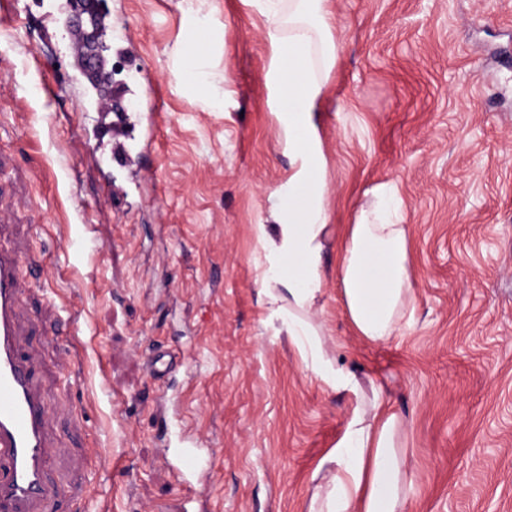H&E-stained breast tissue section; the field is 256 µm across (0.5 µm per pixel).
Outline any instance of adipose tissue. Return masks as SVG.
<instances>
[{"label":"adipose tissue","instance_id":"ef3b65f1","mask_svg":"<svg viewBox=\"0 0 512 512\" xmlns=\"http://www.w3.org/2000/svg\"><path fill=\"white\" fill-rule=\"evenodd\" d=\"M253 2L274 49L276 107L284 148L294 159L287 196L270 223L258 227L266 257L260 291L312 375L355 399L342 437L319 463L325 475L309 512H407L412 474L403 422L380 385L362 386L339 367L340 344L319 318L330 224L326 157L313 114L339 50L329 23L331 0ZM336 280L354 335L372 344L394 339L415 304L406 226L360 212L338 238Z\"/></svg>","mask_w":512,"mask_h":512}]
</instances>
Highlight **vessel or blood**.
Wrapping results in <instances>:
<instances>
[{"label": "vessel or blood", "mask_w": 512, "mask_h": 512, "mask_svg": "<svg viewBox=\"0 0 512 512\" xmlns=\"http://www.w3.org/2000/svg\"><path fill=\"white\" fill-rule=\"evenodd\" d=\"M23 290L16 262L0 251V512H51L46 475L47 417L34 381V364L23 355L16 309ZM173 474L184 493L178 512H195L198 494L187 475L196 447L169 449Z\"/></svg>", "instance_id": "obj_1"}]
</instances>
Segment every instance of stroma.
Here are the masks:
<instances>
[{"mask_svg": "<svg viewBox=\"0 0 512 512\" xmlns=\"http://www.w3.org/2000/svg\"><path fill=\"white\" fill-rule=\"evenodd\" d=\"M130 65L132 184L66 51V0H0V242L58 454L56 512H176L170 431L204 441L202 512H307L353 396L305 367L259 295L257 227L293 165L248 0H106ZM316 121L331 224L394 188L412 320L368 344L328 275L338 364L407 431L408 512H512V0H333ZM194 46L209 84L186 77ZM123 188L118 203L100 186ZM178 364L156 373L150 358Z\"/></svg>", "mask_w": 512, "mask_h": 512, "instance_id": "1", "label": "stroma"}]
</instances>
